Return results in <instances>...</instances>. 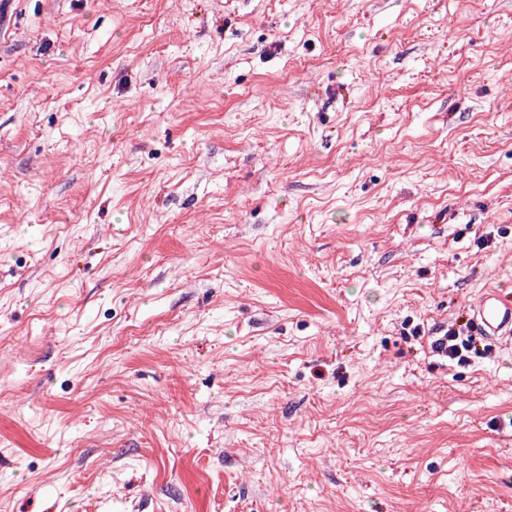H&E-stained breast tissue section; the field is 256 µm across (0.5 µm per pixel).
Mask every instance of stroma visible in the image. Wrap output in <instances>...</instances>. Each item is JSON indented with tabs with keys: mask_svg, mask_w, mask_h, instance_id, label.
<instances>
[{
	"mask_svg": "<svg viewBox=\"0 0 512 512\" xmlns=\"http://www.w3.org/2000/svg\"><path fill=\"white\" fill-rule=\"evenodd\" d=\"M512 0H0V512H512ZM472 329L492 343L512 339V299L497 289L481 294L473 304ZM434 351L448 358L450 361L465 363L470 359V354H479L471 335L465 336L461 326H451L442 336H438L431 342Z\"/></svg>",
	"mask_w": 512,
	"mask_h": 512,
	"instance_id": "stroma-1",
	"label": "stroma"
}]
</instances>
